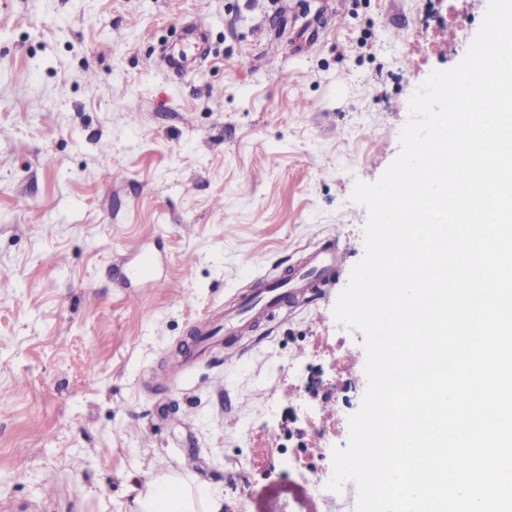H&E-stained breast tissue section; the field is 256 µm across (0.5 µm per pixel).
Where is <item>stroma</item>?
<instances>
[{
  "label": "stroma",
  "instance_id": "1",
  "mask_svg": "<svg viewBox=\"0 0 512 512\" xmlns=\"http://www.w3.org/2000/svg\"><path fill=\"white\" fill-rule=\"evenodd\" d=\"M487 6L0 0V512H131L157 472L218 512H326L305 458L266 474L277 410L314 413L296 377L337 380L348 351L366 389L364 336L333 316L364 255L350 195ZM329 239V286L169 380L204 319Z\"/></svg>",
  "mask_w": 512,
  "mask_h": 512
}]
</instances>
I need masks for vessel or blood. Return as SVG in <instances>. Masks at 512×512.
I'll use <instances>...</instances> for the list:
<instances>
[{
	"instance_id": "obj_1",
	"label": "vessel or blood",
	"mask_w": 512,
	"mask_h": 512,
	"mask_svg": "<svg viewBox=\"0 0 512 512\" xmlns=\"http://www.w3.org/2000/svg\"><path fill=\"white\" fill-rule=\"evenodd\" d=\"M344 261V252L330 241L307 253L291 275L267 282L264 288L225 309V336L241 339L252 335L281 309L305 297L318 284L329 281Z\"/></svg>"
}]
</instances>
